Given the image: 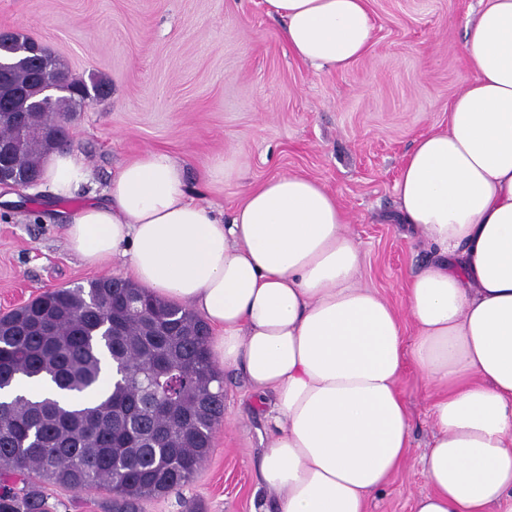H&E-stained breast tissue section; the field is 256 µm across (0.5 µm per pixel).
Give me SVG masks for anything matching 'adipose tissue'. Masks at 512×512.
Listing matches in <instances>:
<instances>
[{"instance_id": "obj_1", "label": "adipose tissue", "mask_w": 512, "mask_h": 512, "mask_svg": "<svg viewBox=\"0 0 512 512\" xmlns=\"http://www.w3.org/2000/svg\"><path fill=\"white\" fill-rule=\"evenodd\" d=\"M264 3L314 69L345 70L369 49L368 0ZM463 55L471 79L447 127L416 140L394 186L400 221L434 251L406 279L407 315L361 282L347 211L300 174L251 188L225 218L150 149L65 218L86 267L125 258L138 283L203 316L214 361L270 397L259 512H366L407 458L398 384L409 361L433 418L420 460L431 491L413 512H512V0H480ZM41 179L68 198L90 166L63 148Z\"/></svg>"}]
</instances>
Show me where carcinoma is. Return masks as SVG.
Wrapping results in <instances>:
<instances>
[{"instance_id":"obj_1","label":"carcinoma","mask_w":512,"mask_h":512,"mask_svg":"<svg viewBox=\"0 0 512 512\" xmlns=\"http://www.w3.org/2000/svg\"><path fill=\"white\" fill-rule=\"evenodd\" d=\"M31 42L0 41L10 60ZM41 62L67 92L46 108L24 109L18 91L34 69L0 77V104L23 112L29 126L51 124L83 103L86 88L105 99L111 87L93 75L73 78L40 46ZM11 140L12 171L41 177L44 142L0 126ZM210 330L193 309L139 285L101 277L52 288L0 314V389L21 377L55 385L69 399L0 401V512H52L45 486L105 489L109 512H140L142 501L180 490L209 457L224 418V377L209 348Z\"/></svg>"}]
</instances>
